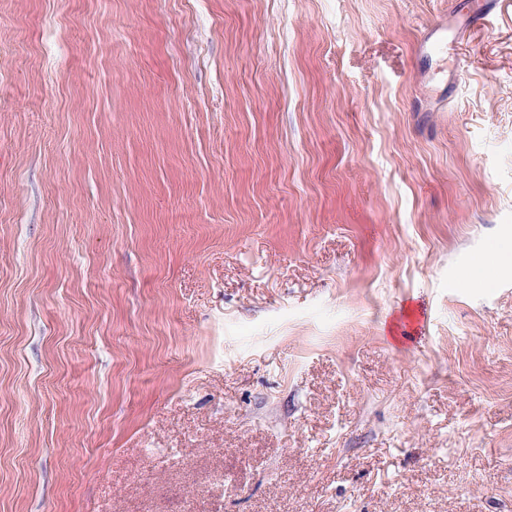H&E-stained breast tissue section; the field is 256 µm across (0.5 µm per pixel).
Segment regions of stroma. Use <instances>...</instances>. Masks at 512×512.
I'll return each instance as SVG.
<instances>
[{"label": "stroma", "instance_id": "1", "mask_svg": "<svg viewBox=\"0 0 512 512\" xmlns=\"http://www.w3.org/2000/svg\"><path fill=\"white\" fill-rule=\"evenodd\" d=\"M479 2L0 0V512H512Z\"/></svg>", "mask_w": 512, "mask_h": 512}]
</instances>
